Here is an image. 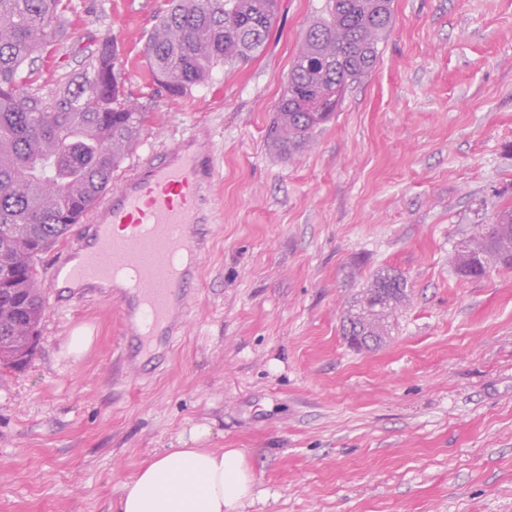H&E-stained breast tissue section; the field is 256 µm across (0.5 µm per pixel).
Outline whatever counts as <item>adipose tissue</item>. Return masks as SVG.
I'll return each mask as SVG.
<instances>
[{"label": "adipose tissue", "mask_w": 512, "mask_h": 512, "mask_svg": "<svg viewBox=\"0 0 512 512\" xmlns=\"http://www.w3.org/2000/svg\"><path fill=\"white\" fill-rule=\"evenodd\" d=\"M208 433L193 428L191 447L157 453L124 484L114 512H239L255 496L254 475L239 449L200 447Z\"/></svg>", "instance_id": "1"}]
</instances>
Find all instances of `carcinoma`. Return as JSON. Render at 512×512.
I'll use <instances>...</instances> for the list:
<instances>
[{
	"mask_svg": "<svg viewBox=\"0 0 512 512\" xmlns=\"http://www.w3.org/2000/svg\"><path fill=\"white\" fill-rule=\"evenodd\" d=\"M72 0H0V366L24 365L46 301L37 260L68 232L74 194L91 206L136 144L146 113L125 95L114 42L100 43L79 80L44 94L28 87L25 64L55 38ZM277 0H170L145 46L155 82L172 96L205 83L219 64L252 60L268 39ZM393 23L391 0H328L305 31L288 74L273 142L293 156L329 121L348 85L377 60ZM468 262L512 267V206L479 224L463 247ZM407 281L377 275L346 312L343 336L357 348L386 342L383 310L399 308Z\"/></svg>",
	"mask_w": 512,
	"mask_h": 512,
	"instance_id": "1",
	"label": "carcinoma"
}]
</instances>
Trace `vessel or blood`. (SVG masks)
<instances>
[{"mask_svg":"<svg viewBox=\"0 0 512 512\" xmlns=\"http://www.w3.org/2000/svg\"><path fill=\"white\" fill-rule=\"evenodd\" d=\"M219 178L209 139L195 128L93 207L72 212L82 243L56 257L51 285L119 291L131 363L151 355L156 337L179 330L208 249L209 195Z\"/></svg>","mask_w":512,"mask_h":512,"instance_id":"vessel-or-blood-1","label":"vessel or blood"}]
</instances>
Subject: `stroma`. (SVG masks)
Wrapping results in <instances>:
<instances>
[{"mask_svg":"<svg viewBox=\"0 0 512 512\" xmlns=\"http://www.w3.org/2000/svg\"><path fill=\"white\" fill-rule=\"evenodd\" d=\"M326 2L279 0L258 56L172 97L143 54L167 0H73L36 86L114 39L147 114L123 168L206 126L221 178L188 312L149 374L121 353L119 300L51 287L41 255L38 344L0 368V512H112L196 425L244 454L258 497L241 512H512V268L451 263L512 204V0H392L376 64L288 158L268 132ZM386 270L409 300L381 347L350 346L344 313Z\"/></svg>","mask_w":512,"mask_h":512,"instance_id":"35a3bbf8","label":"stroma"}]
</instances>
